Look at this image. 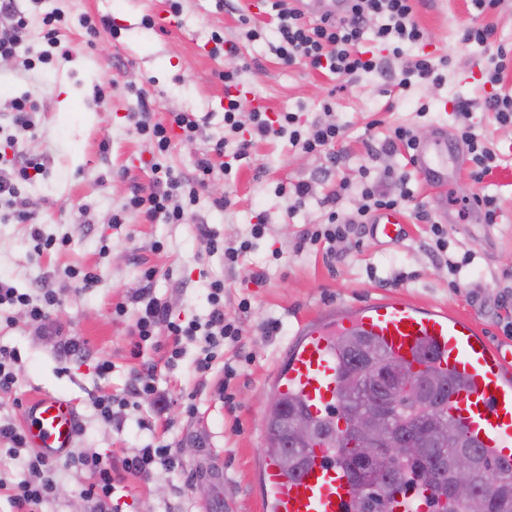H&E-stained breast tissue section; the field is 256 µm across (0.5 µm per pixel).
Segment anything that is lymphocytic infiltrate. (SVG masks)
I'll use <instances>...</instances> for the list:
<instances>
[{"instance_id":"1","label":"lymphocytic infiltrate","mask_w":512,"mask_h":512,"mask_svg":"<svg viewBox=\"0 0 512 512\" xmlns=\"http://www.w3.org/2000/svg\"><path fill=\"white\" fill-rule=\"evenodd\" d=\"M265 10L275 25L274 36L268 38L269 48L285 64L302 61L316 69L337 76L354 77L362 73L383 72L382 58L368 54L362 43L366 29H373L374 39L385 50L404 64L396 84L402 89L413 85L444 82L447 58L433 59L417 56L405 59V46L418 45L426 41V32L414 19L413 0H349L346 13L338 17H322L316 20L305 17L295 10L289 0H265ZM28 27V17L19 5V0H0V57L14 58L22 48ZM224 106V139L218 140L211 151L203 153L196 161V177L188 182L156 180L151 192L134 190L128 197L126 209L139 211L152 221L179 224L184 220L186 201L196 200L205 189L214 170H221L225 180H232L243 160L250 156L253 141L272 137L288 138L292 145L308 154L326 155L329 162L337 157L331 149L342 135L336 122L327 120L311 125L300 123L296 113L285 110L269 114L255 107L244 111L242 101L226 95ZM11 131L0 139V219L18 220L31 224L30 237L36 254H43L56 244L53 236L44 234L36 227V212L31 203L20 198L21 185L43 176L47 168L43 158L27 154L24 148L26 133L35 129L37 104L31 95L25 94L9 102ZM250 120L249 138H241V114ZM136 133L147 139L154 154L168 151L174 131H181L183 138L193 139L199 129L194 116L187 112L172 113L168 123L153 121L150 113L134 112L129 116ZM396 192H388L376 183H363L359 195L361 204L350 216L339 213L337 205L348 192L347 183L328 194L324 202L329 211L325 223L307 229L299 242L300 248L320 243L332 244L347 239L358 226L367 223L371 213L378 210L400 209L411 197L405 177L395 180ZM157 275L154 268L143 269L141 279L144 289L133 295L138 304V317L134 324L136 340L133 354H140L144 343L151 341L158 330H165L172 339L167 352V368L177 367L184 355L182 340H194L200 344V355L195 361L198 373L214 369L225 345H238L243 336L241 323L224 313V282L216 279L207 285V301L210 306L205 320L183 321L176 318L167 303L152 297L148 289ZM59 298L54 288L43 285L34 292H22L8 281L0 279V307L6 306L22 311L28 324L44 329L50 323L53 308ZM7 443L10 456H24L28 476L17 484H7L0 477V490H8V499L13 512H40L42 503L53 497L58 489L56 461L30 450L25 430L15 423L0 422V443ZM68 466L85 469L94 477L82 494L90 505V512H117L114 494L126 476L149 477L156 469L173 471L181 461L176 449L169 444L157 442L138 449L133 455L117 460H106L100 455L68 452Z\"/></svg>"}]
</instances>
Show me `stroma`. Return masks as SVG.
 <instances>
[{"instance_id":"obj_1","label":"stroma","mask_w":512,"mask_h":512,"mask_svg":"<svg viewBox=\"0 0 512 512\" xmlns=\"http://www.w3.org/2000/svg\"><path fill=\"white\" fill-rule=\"evenodd\" d=\"M181 5L179 28L164 30L145 27L143 19L168 11L167 0H45V8H61L72 20L60 32L54 62L24 70L16 60L0 61V113L27 92L39 105L38 130L26 148L44 157L47 174L23 185L21 196L35 203L45 234L68 239L62 250L37 257L29 225L0 223V274L19 290L45 283L60 297L50 332L30 326L19 312L11 320L0 319V345L17 349L22 358L13 392L0 393V419L22 423L23 403L42 394L62 396L77 408L76 451L106 458L134 453L152 439L147 428L152 404L140 402L125 410L121 421L106 422L92 398L124 395L136 370L156 365V384L171 398L167 416L173 427L165 440L182 449L183 468L156 472L147 482L127 477L119 501L122 512H208L219 496L224 512H260L267 407L258 397L269 394L271 375L302 324L339 307L400 292L419 305L472 318L491 343L512 350V126L500 125L484 108L485 98L497 88L512 91V71L502 85L491 84L489 51L462 39L468 27L491 24L498 40L512 43V0L483 15L470 0H415L414 16L428 39L407 47L405 56L448 58V73L442 84L403 93L387 90L390 77L401 69L395 59L388 61L386 75L356 78H336L302 62L283 65L266 40H242L239 14L247 0H230L221 8L215 0H181ZM83 14L105 21L98 38L87 39L79 27ZM215 31L237 43L241 61L248 64L234 90L246 102L260 101L270 112H297L309 124L323 119L322 103L331 101V116L343 129L334 147L338 164L328 166L324 156L304 153L284 138L258 140L249 165L235 180L228 183L214 174L184 223L152 222L144 214L124 212L132 190L150 189L154 178L149 148L134 131L129 113L144 106L157 119L173 112L195 115L199 134L191 140L174 137L162 159L185 180L194 177L197 157L223 137L224 85L216 72L226 59L206 50ZM132 84L146 90V103L129 92ZM424 101L429 111L422 117L417 109ZM464 108L469 111L465 118L460 115ZM465 119L498 156L497 167L480 183L471 180L468 150L458 141ZM398 125L412 127L422 142L443 133L456 141L457 161L443 190L428 187L405 152L379 153ZM391 173L406 175L413 192L401 209L407 221L401 242L381 243L364 228L336 243L332 252L320 246L298 250L303 231L324 222L322 200L337 183L352 187L338 204L349 215L359 206L360 183H383ZM298 182L312 183L314 193L292 214L289 200L275 189ZM483 194L497 199L496 223H485L482 211L460 203ZM222 195L229 206L214 207ZM422 209L434 215L447 211L455 218L447 227L448 262L437 259L428 225L416 218ZM119 211L124 221L113 223ZM261 219L265 233L251 239V228ZM201 224L214 228L228 247L251 240L236 270L225 268L222 252L202 256ZM469 250L475 253L473 263L452 275L449 261L461 260ZM147 266L157 270L153 295L186 321L206 317V285L223 279L224 311L245 329L243 349H224L234 377L223 379L218 369L205 376L196 373L199 347L193 342L186 343L172 370L165 367L162 351L147 348L132 355L137 306L130 298L142 288L140 272ZM69 267L96 271L97 287L76 288L64 274ZM259 268L266 276L256 283L250 272ZM244 298L251 303L245 312L238 307ZM120 302L127 305L121 317L114 312ZM269 321L279 323L277 333L263 332ZM102 360L113 365L105 376L97 371ZM222 379L233 406H225L216 392ZM190 400L197 415L184 411ZM91 481L89 472L61 470L57 494L42 504V512H86L81 491Z\"/></svg>"}]
</instances>
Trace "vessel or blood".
Wrapping results in <instances>:
<instances>
[{"label":"vessel or blood","mask_w":512,"mask_h":512,"mask_svg":"<svg viewBox=\"0 0 512 512\" xmlns=\"http://www.w3.org/2000/svg\"><path fill=\"white\" fill-rule=\"evenodd\" d=\"M453 151L447 136H439L417 146L414 166L427 183L446 186ZM370 232L384 243L398 242L405 218L395 210L378 211ZM352 334L373 338L414 371L432 366L448 373L454 380L446 402L449 416L474 445L512 463V355L490 343L474 320L419 307L398 293L300 329L274 371L273 395L296 400L314 419H333L341 381L336 339ZM24 421L30 445L44 455L59 458L73 448L78 416L70 400L38 396L26 405ZM260 480L263 512H352L354 507L345 467L321 444L309 450L306 465L294 475L265 459Z\"/></svg>","instance_id":"b4317fda"}]
</instances>
